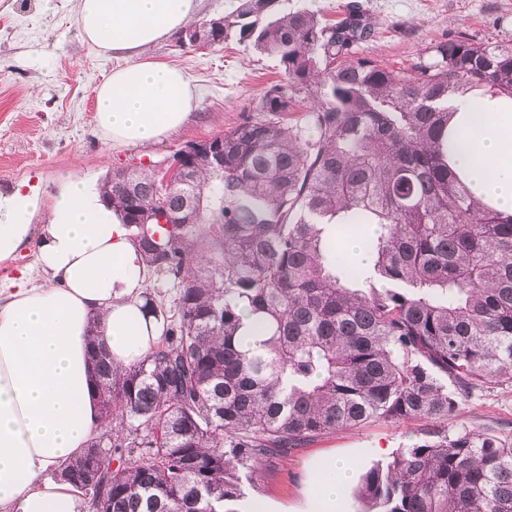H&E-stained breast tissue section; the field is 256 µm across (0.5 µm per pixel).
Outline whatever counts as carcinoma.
I'll list each match as a JSON object with an SVG mask.
<instances>
[{
  "mask_svg": "<svg viewBox=\"0 0 512 512\" xmlns=\"http://www.w3.org/2000/svg\"><path fill=\"white\" fill-rule=\"evenodd\" d=\"M270 8L243 0L184 32L216 45L234 34L283 68L257 116L219 134L221 165L170 193L151 167L101 184L147 267L176 282V314L127 368L93 338L108 425L55 477L93 512H238L257 469L296 448L426 419L421 440L361 476L365 512H512V438L439 427L461 399L512 385V215L448 167V97L512 96V40L461 34L393 68L350 55L372 31L354 10L326 23L269 20ZM158 205L172 237L138 223ZM355 238L359 262L345 249ZM245 312L253 349L240 344Z\"/></svg>",
  "mask_w": 512,
  "mask_h": 512,
  "instance_id": "obj_1",
  "label": "carcinoma"
}]
</instances>
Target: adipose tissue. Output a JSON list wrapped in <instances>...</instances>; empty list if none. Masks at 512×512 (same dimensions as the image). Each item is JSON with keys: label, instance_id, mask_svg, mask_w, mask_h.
Here are the masks:
<instances>
[{"label": "adipose tissue", "instance_id": "ef3b65f1", "mask_svg": "<svg viewBox=\"0 0 512 512\" xmlns=\"http://www.w3.org/2000/svg\"><path fill=\"white\" fill-rule=\"evenodd\" d=\"M196 10L197 0H80L82 39L123 61L94 89L105 143L161 142L196 109L188 75L147 56ZM448 112L462 184L512 214V97L458 94ZM32 246L44 282L0 290V512H83L72 488L48 473L103 425L90 329L100 323L113 362L127 367L158 344L162 320L144 309L148 278L129 230L85 178H62L48 198L21 186L0 193V264Z\"/></svg>", "mask_w": 512, "mask_h": 512}]
</instances>
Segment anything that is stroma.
Wrapping results in <instances>:
<instances>
[{
    "label": "stroma",
    "instance_id": "1",
    "mask_svg": "<svg viewBox=\"0 0 512 512\" xmlns=\"http://www.w3.org/2000/svg\"><path fill=\"white\" fill-rule=\"evenodd\" d=\"M80 0H0V191L26 182L50 196L64 176L102 182L113 169L138 161L163 162L189 143L241 124L265 90L283 78L279 61L229 39L194 48L171 37L151 47V59L184 70L199 103L189 121L162 142L105 144L94 123L93 89L119 61L83 41ZM356 4L374 26L358 55L410 65L431 42L461 33L482 41L512 40V0H274L276 14L305 10L324 19ZM427 421L371 423L346 428L261 468L247 497L310 512L315 477L348 462L344 512H359L354 489L361 475L397 449L417 441ZM446 429L512 437V386H489L461 400Z\"/></svg>",
    "mask_w": 512,
    "mask_h": 512
}]
</instances>
